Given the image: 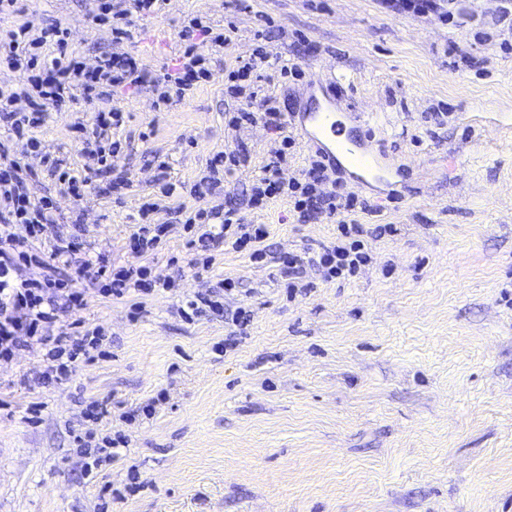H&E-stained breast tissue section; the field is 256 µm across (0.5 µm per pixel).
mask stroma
<instances>
[{
  "mask_svg": "<svg viewBox=\"0 0 512 512\" xmlns=\"http://www.w3.org/2000/svg\"><path fill=\"white\" fill-rule=\"evenodd\" d=\"M93 0H21L0 35L26 20L61 22L87 63L104 52L137 56L147 80L105 94L124 124L115 165L132 182L122 198L61 191L26 145L32 199L54 195L55 233L108 262H132L126 244L141 204L161 194L159 163L176 187L149 223L171 225L142 262L174 285L148 296L87 291L63 310L69 328L101 327L102 356L68 381L25 387L42 355L0 360V512H512V43L498 19L512 0H453L449 17L394 14L378 0H166L136 18V42L116 44L92 23ZM190 15L236 32L212 75L186 99L154 109L180 54ZM270 31L256 39L257 29ZM264 50L266 94L281 110L310 109L323 92L347 113L376 162L397 181L360 183L332 164L359 208L356 223L393 234L371 239V261L350 281L305 268L290 296L281 254L335 242L328 218L299 220L288 197L248 206L245 192L280 139L262 124L232 130L226 75ZM298 64V78L280 68ZM74 112L37 131L71 165L91 168L74 139ZM243 143L249 164L213 194L194 186L213 154ZM240 207L269 236L263 259L217 248L207 271L172 265L186 234L179 206ZM236 286L223 314L193 319L180 300ZM251 313L246 327L230 311ZM154 402L152 417L136 410ZM103 419L84 418L90 403ZM122 434L124 455L87 479L74 440Z\"/></svg>",
  "mask_w": 512,
  "mask_h": 512,
  "instance_id": "stroma-1",
  "label": "stroma"
}]
</instances>
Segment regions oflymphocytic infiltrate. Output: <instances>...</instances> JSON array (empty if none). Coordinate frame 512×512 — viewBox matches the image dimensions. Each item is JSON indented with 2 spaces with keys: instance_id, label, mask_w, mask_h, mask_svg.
I'll return each mask as SVG.
<instances>
[{
  "instance_id": "obj_1",
  "label": "lymphocytic infiltrate",
  "mask_w": 512,
  "mask_h": 512,
  "mask_svg": "<svg viewBox=\"0 0 512 512\" xmlns=\"http://www.w3.org/2000/svg\"><path fill=\"white\" fill-rule=\"evenodd\" d=\"M163 6L164 0H95L91 18L94 24L111 27L113 42L131 43L137 37L133 16H155ZM181 37L184 49L178 68L165 77V89L157 98L163 105L184 99L194 86L209 78L207 57L200 52L198 39L209 40L212 47L220 49L230 41L231 32L226 29L213 33L211 26L193 17L185 21ZM69 39L68 28L61 24L41 27L27 21L0 40V57L11 69L24 75L18 86L0 87V117L6 118L9 131L8 141H0V359H12L20 350L42 351V378L54 383L66 379L78 360H91L93 350L99 349L104 341L101 328L85 330L78 338L57 325L60 306L84 308L85 284L107 280L110 286L105 293L116 298L132 292L148 295L171 285L169 276L153 273L151 267L138 262L168 233V225L143 226L132 234L127 243L134 257L131 264L112 268L104 256L90 250L84 257H77L73 240L51 232L56 215L53 198L31 199L27 172L10 157L11 141H25L32 152L40 155L58 183L77 198L92 189L97 175H111L113 193L129 188L126 174L117 170L106 155L98 156L99 166L90 174L64 165L46 151L35 135L48 113L61 112L81 102L93 103L102 87L135 89L143 81L135 57L108 53L89 66L81 56L70 52ZM262 67V59H253L228 74L229 91L240 100L229 120L230 126L240 129L260 122L281 137L280 148L264 166L262 177L250 187V200L260 207L285 195L292 198L301 217L323 214L334 219L340 229L337 243L322 247L313 256L284 257L283 265L290 279L288 287L293 291L300 288L299 278L308 264L320 269L328 281L354 277L370 258L367 230L345 220L346 214L355 208L354 199L341 192L340 181L330 178L326 165L319 160L312 161L300 178L289 182L281 179V165L293 145L286 134L288 115L269 101H257L255 95L245 94L243 89L244 83L257 79ZM20 100L25 101L26 111L15 110L14 105ZM123 123V112L118 108L89 113L85 123L78 126L84 135V153H93L96 143L117 134ZM20 224L24 225L25 234H17ZM183 228L188 234V250L207 251L221 242L237 251H249L255 259L264 256L266 225L245 223L236 207L195 210L187 216ZM33 267L38 268V276H27V269Z\"/></svg>"
}]
</instances>
